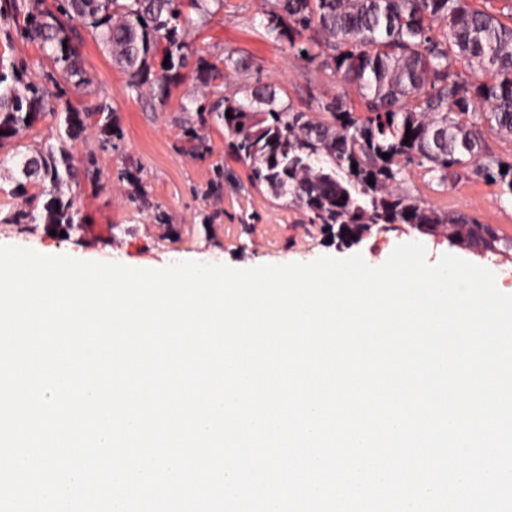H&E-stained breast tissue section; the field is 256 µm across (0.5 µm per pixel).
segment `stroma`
Segmentation results:
<instances>
[{"label":"stroma","mask_w":512,"mask_h":512,"mask_svg":"<svg viewBox=\"0 0 512 512\" xmlns=\"http://www.w3.org/2000/svg\"><path fill=\"white\" fill-rule=\"evenodd\" d=\"M209 8L212 17L204 24L191 0H181L180 34L191 59L211 61L230 53L240 60L239 70L222 87V96L238 98L246 87L269 83L275 85L279 101L305 111L316 110L322 100L342 90L356 96L355 87H342L328 72L299 59L286 42L266 33L261 20L271 8L270 0H211ZM79 51L94 92H75L70 100L84 109L95 105L98 96L107 97L121 136L105 146L89 129L76 141L75 159L81 163L94 158L100 178L94 185L63 187L84 221L67 228L62 237L51 235L46 224L7 223V216L25 200L11 193L21 179L19 170L11 162L1 166L0 245L137 268H162L185 260H221L235 268H252L356 253L378 266L398 244L418 241L431 263L452 254L493 271L502 265L512 267V257L500 261L495 255L450 244L443 232H420L403 224L377 225L358 239L341 241L337 227L309 223L285 199L252 187L247 165L228 151L223 126L210 125L208 153L200 156L192 150L185 130L196 124L197 115L181 109L183 96L191 89L189 80L172 83L162 100L140 96L128 89L126 75L113 67L90 35H82ZM0 54L24 59L29 76H41V50L21 39L12 23L0 21ZM124 168L138 176L140 195L118 181L117 172ZM215 180L220 189L213 194L209 188ZM404 188L435 209L469 214L512 237V194L505 186L464 171L441 188L422 169L413 168L405 176ZM158 212L166 214V223H156Z\"/></svg>","instance_id":"35a3bbf8"}]
</instances>
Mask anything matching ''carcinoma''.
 Listing matches in <instances>:
<instances>
[{
    "mask_svg": "<svg viewBox=\"0 0 512 512\" xmlns=\"http://www.w3.org/2000/svg\"><path fill=\"white\" fill-rule=\"evenodd\" d=\"M0 16L22 19L21 38L36 43L59 73L32 80L25 61L0 56V148L12 146L0 165L10 159L25 176L38 174L41 185L30 196L26 183H16L12 194L29 199L10 221L79 224L83 217L61 186L81 176L94 182L99 170L92 159L76 167L69 143L91 126L104 146L118 132L112 131L107 99L85 110L71 104V90L88 94L91 85L76 27L108 51L130 89L162 96L190 66L179 33L180 0H3ZM261 25L305 61H319L336 82L354 85L362 110L337 94L312 115L279 102L269 84L243 90L242 101L224 97L206 105L190 99L201 127L224 125L229 150L248 163L253 186L291 197L310 223L337 224L344 238L359 237L374 224L419 231L446 225L448 239L457 244L512 253V238L492 225L437 210L401 189L409 167L416 166L439 187L465 170L506 185L512 194V162L486 155L476 131L483 124L512 135V24L473 8L470 0H273ZM157 58L169 65L155 67ZM239 66L228 54L216 62L201 58L194 71L215 96ZM47 114L56 118L58 145L38 147L30 156L20 137ZM43 196L42 206L33 204Z\"/></svg>",
    "mask_w": 512,
    "mask_h": 512,
    "instance_id": "cac0c4a2",
    "label": "carcinoma"
}]
</instances>
